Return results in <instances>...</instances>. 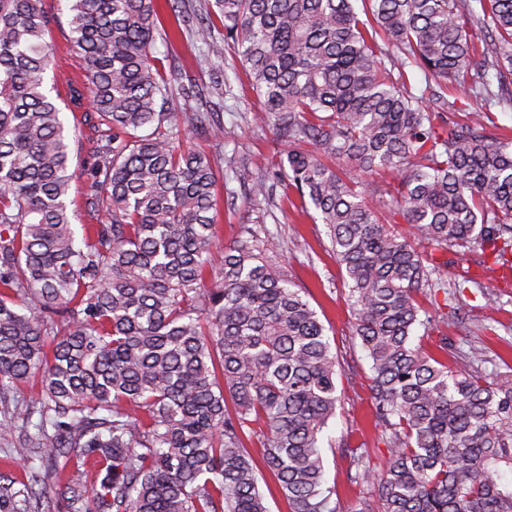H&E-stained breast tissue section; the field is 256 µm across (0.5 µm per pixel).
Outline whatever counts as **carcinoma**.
<instances>
[{
  "label": "carcinoma",
  "mask_w": 512,
  "mask_h": 512,
  "mask_svg": "<svg viewBox=\"0 0 512 512\" xmlns=\"http://www.w3.org/2000/svg\"><path fill=\"white\" fill-rule=\"evenodd\" d=\"M361 2L165 0L205 61L238 54L263 101L255 118L288 145L248 194L279 187L311 205L345 271L387 451L379 469L344 448L367 488L359 512H512V377L460 356L448 367L432 314L448 293L434 251L512 266V139L487 112L456 119L446 97L471 75L468 90L512 109V0H478L479 13ZM66 8L90 102L72 119L95 134L79 201L48 79L52 17L43 0H0V429L33 427L4 458L39 461L29 481L0 471V512H269L253 437L289 512H337L321 447L336 354L305 291L269 262L272 238L240 224L215 246L219 173L241 164L189 146L223 135L215 113L169 111L157 0ZM229 92L222 74L181 87L185 101ZM373 171L391 180L369 200L357 175ZM398 217L412 231L394 234ZM420 326L435 353L413 343ZM36 377L40 397L19 401Z\"/></svg>",
  "instance_id": "obj_1"
}]
</instances>
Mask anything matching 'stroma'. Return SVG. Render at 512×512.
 I'll list each match as a JSON object with an SVG mask.
<instances>
[{
	"instance_id": "1",
	"label": "stroma",
	"mask_w": 512,
	"mask_h": 512,
	"mask_svg": "<svg viewBox=\"0 0 512 512\" xmlns=\"http://www.w3.org/2000/svg\"><path fill=\"white\" fill-rule=\"evenodd\" d=\"M58 0H45V7L54 13L50 41L54 47V76L61 95H68L70 87L83 86L84 71L78 53L73 49L67 14L57 11ZM162 25L169 37L158 40L157 56L174 63L178 73L198 84H210L213 69L200 61L196 46L178 35L179 20L172 14L162 16ZM231 94L223 102L224 135L222 138L196 135L192 142L209 154L236 155L243 161L247 177H257L275 162L276 136L272 127L255 120L262 101L250 86L245 70H238L230 80ZM217 238L220 245L232 242L237 227L251 224L263 235H273L276 247L272 262L290 279L310 294L309 300L326 327L332 350L340 367L337 384L341 405L324 432L325 469L329 483L336 486L338 512H357L366 489L351 480L350 459L343 452L345 446L367 448L373 464L383 465L386 446L381 428L375 427L371 402L368 398L367 378L370 362L353 336L354 316L346 302L348 288L345 273L341 271L331 250L324 225L312 223L300 207L291 205L282 197L274 200H253L238 181L219 184ZM300 232L307 242L306 249H298L292 242L293 232ZM469 272L472 285L464 291L471 311L464 324L448 323L444 330L455 340L472 366L482 373L496 376L512 373V281L497 280L494 274L484 272L474 262L473 255L455 256L448 266L449 277ZM490 287L496 296L494 304H487L481 287Z\"/></svg>"
}]
</instances>
